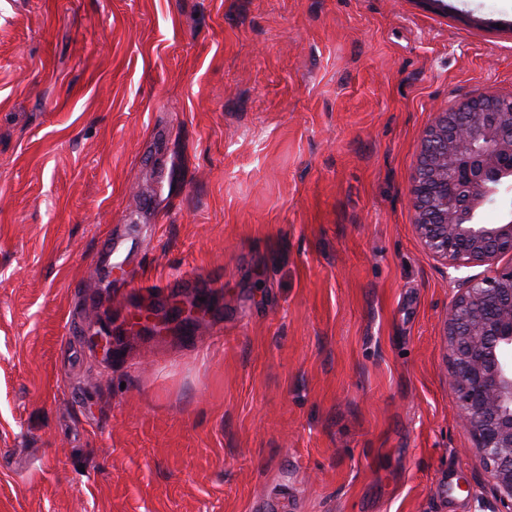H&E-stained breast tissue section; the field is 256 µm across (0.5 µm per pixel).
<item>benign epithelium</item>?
Listing matches in <instances>:
<instances>
[{"instance_id":"1","label":"benign epithelium","mask_w":512,"mask_h":512,"mask_svg":"<svg viewBox=\"0 0 512 512\" xmlns=\"http://www.w3.org/2000/svg\"><path fill=\"white\" fill-rule=\"evenodd\" d=\"M512 97L473 93L438 112L412 180L415 231L445 267L493 266L512 254ZM493 204L501 222L484 224ZM445 322L450 384L474 450L512 512V265L468 277Z\"/></svg>"}]
</instances>
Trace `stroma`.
I'll list each match as a JSON object with an SVG mask.
<instances>
[{
	"label": "stroma",
	"instance_id": "1",
	"mask_svg": "<svg viewBox=\"0 0 512 512\" xmlns=\"http://www.w3.org/2000/svg\"><path fill=\"white\" fill-rule=\"evenodd\" d=\"M444 2L0 0V512L496 507L410 189L512 0Z\"/></svg>",
	"mask_w": 512,
	"mask_h": 512
}]
</instances>
